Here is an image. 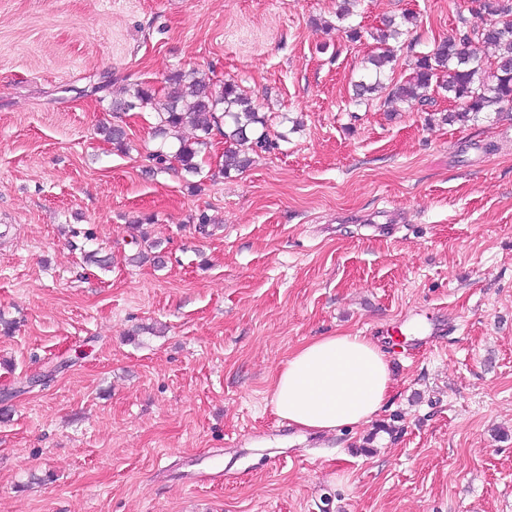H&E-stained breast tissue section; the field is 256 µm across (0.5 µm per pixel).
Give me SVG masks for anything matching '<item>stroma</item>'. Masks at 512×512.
Instances as JSON below:
<instances>
[{"label":"stroma","instance_id":"obj_1","mask_svg":"<svg viewBox=\"0 0 512 512\" xmlns=\"http://www.w3.org/2000/svg\"><path fill=\"white\" fill-rule=\"evenodd\" d=\"M338 4L0 0V512H512V112L350 100L384 16L422 51L486 20L359 0L354 41ZM174 68L234 80L286 141L227 178L219 143L159 170L144 108L113 150L112 99ZM146 239L163 265L127 264ZM337 332L379 340L391 394L299 436L272 375Z\"/></svg>","mask_w":512,"mask_h":512}]
</instances>
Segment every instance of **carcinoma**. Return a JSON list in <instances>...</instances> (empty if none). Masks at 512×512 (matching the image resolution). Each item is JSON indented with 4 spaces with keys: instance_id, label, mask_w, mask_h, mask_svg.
<instances>
[{
    "instance_id": "obj_1",
    "label": "carcinoma",
    "mask_w": 512,
    "mask_h": 512,
    "mask_svg": "<svg viewBox=\"0 0 512 512\" xmlns=\"http://www.w3.org/2000/svg\"><path fill=\"white\" fill-rule=\"evenodd\" d=\"M478 4L473 12L486 18L480 29H460L414 56L412 72L404 81L388 80V66L396 61L397 49L390 41L404 34V28L415 22L411 13L392 17L383 27L370 33L376 50L364 59V73L353 84V99L365 103L380 93L390 100L433 106L431 92H442L455 103L449 116L467 119L482 113L507 112L512 109V0H471ZM167 92L138 86L122 98L112 100V114L151 106L159 122L155 137L161 146L149 155L160 169L174 163L185 173L201 172L198 158L206 153L213 139V130L224 128V160L219 172L227 176L249 167V152L269 151L277 147L284 135H271L266 115L259 111L252 98L241 87L224 82L216 89L210 78L198 71L180 69L164 77ZM193 129L189 139L182 135L185 127ZM99 134L122 151L126 148V131L112 123L98 128Z\"/></svg>"
}]
</instances>
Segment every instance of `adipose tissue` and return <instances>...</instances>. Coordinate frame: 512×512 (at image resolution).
<instances>
[{
    "instance_id": "1",
    "label": "adipose tissue",
    "mask_w": 512,
    "mask_h": 512,
    "mask_svg": "<svg viewBox=\"0 0 512 512\" xmlns=\"http://www.w3.org/2000/svg\"><path fill=\"white\" fill-rule=\"evenodd\" d=\"M392 383L380 344L341 332L308 340L289 355L274 376L271 405L302 432L361 427L383 408Z\"/></svg>"
}]
</instances>
